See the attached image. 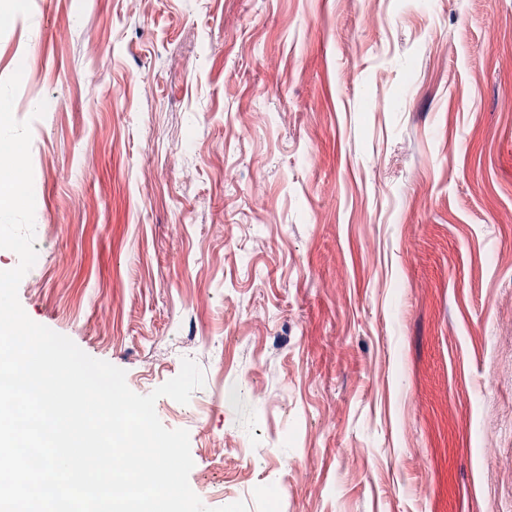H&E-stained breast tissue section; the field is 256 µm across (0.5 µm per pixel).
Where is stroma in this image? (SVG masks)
<instances>
[{"mask_svg":"<svg viewBox=\"0 0 512 512\" xmlns=\"http://www.w3.org/2000/svg\"><path fill=\"white\" fill-rule=\"evenodd\" d=\"M18 69L19 301L137 394L200 366L206 507L512 512V0H24Z\"/></svg>","mask_w":512,"mask_h":512,"instance_id":"35a3bbf8","label":"stroma"}]
</instances>
